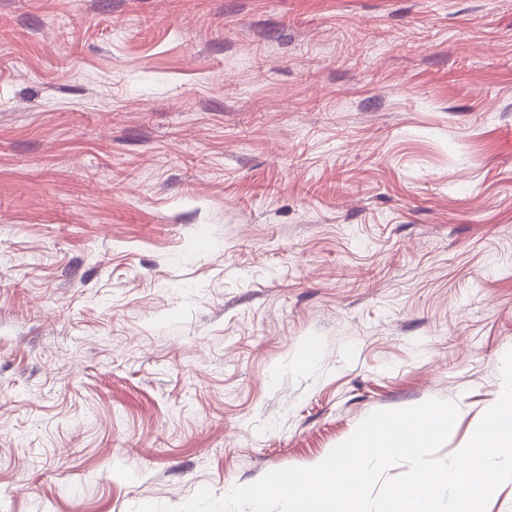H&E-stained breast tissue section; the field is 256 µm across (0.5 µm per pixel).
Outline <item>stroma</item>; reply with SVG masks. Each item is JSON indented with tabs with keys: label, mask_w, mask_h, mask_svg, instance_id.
<instances>
[{
	"label": "stroma",
	"mask_w": 512,
	"mask_h": 512,
	"mask_svg": "<svg viewBox=\"0 0 512 512\" xmlns=\"http://www.w3.org/2000/svg\"><path fill=\"white\" fill-rule=\"evenodd\" d=\"M512 0H0V512H132L498 399Z\"/></svg>",
	"instance_id": "stroma-1"
}]
</instances>
